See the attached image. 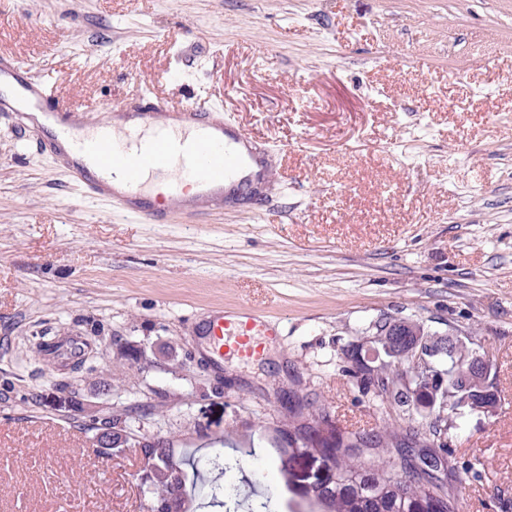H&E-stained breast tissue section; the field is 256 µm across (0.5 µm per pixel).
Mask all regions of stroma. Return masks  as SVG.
Masks as SVG:
<instances>
[{"label": "stroma", "mask_w": 512, "mask_h": 512, "mask_svg": "<svg viewBox=\"0 0 512 512\" xmlns=\"http://www.w3.org/2000/svg\"><path fill=\"white\" fill-rule=\"evenodd\" d=\"M0 58L102 115L209 99L273 156L255 206L149 224L0 116V512H143L156 436L239 458L237 512H315L287 428L414 424L339 370L384 317L493 349L502 403L464 411L441 477L459 512H512V0H0ZM242 306L277 334L215 371L199 327ZM111 425L113 429H118L119 432H126L123 426H117L116 423H112V419H99L98 421L93 422L91 426L87 428L88 431L94 432V438H99L101 448H105L107 450L114 448L124 447L127 442V436L121 435L120 438H116V434L112 433V429H104L99 433L98 432L106 426ZM127 433V432H126Z\"/></svg>", "instance_id": "1"}]
</instances>
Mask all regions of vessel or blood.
<instances>
[{"instance_id": "obj_1", "label": "vessel or blood", "mask_w": 512, "mask_h": 512, "mask_svg": "<svg viewBox=\"0 0 512 512\" xmlns=\"http://www.w3.org/2000/svg\"><path fill=\"white\" fill-rule=\"evenodd\" d=\"M8 73L20 88L17 102L0 100V112L11 115L18 127H26L28 114L38 111L54 121L59 131L48 149L65 167L71 179L91 200L108 199L126 213L152 224L167 223L182 211H208L222 208L225 202L256 192L270 172L267 153L251 136L215 118L213 107L202 100L172 106L153 96H140L133 104L115 107L109 122L90 138L71 137L73 128L88 120V111L60 102L47 85L35 80L30 68L19 61H6ZM127 124L130 134H142L163 126L192 139L184 151L158 139L143 152L129 155L121 137L111 129L113 123ZM189 180L197 189L194 197L177 192H152L147 176L165 178L170 173ZM212 355L255 358L264 350V337L274 330L264 316L241 311H217L206 326Z\"/></svg>"}]
</instances>
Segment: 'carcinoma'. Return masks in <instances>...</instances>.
<instances>
[{"label": "carcinoma", "instance_id": "carcinoma-1", "mask_svg": "<svg viewBox=\"0 0 512 512\" xmlns=\"http://www.w3.org/2000/svg\"><path fill=\"white\" fill-rule=\"evenodd\" d=\"M399 354L397 349L383 354L377 374L383 381L385 392L394 398L397 406L408 408L410 404L403 400L405 394L401 391L408 362ZM450 359L452 356L442 352L431 355L435 377L430 382H422L421 392L434 395L439 401L448 398V382L442 380V375L448 373ZM326 417L327 413L321 411L315 424L294 427L288 432V447L279 449V471L288 491H293L288 460L311 450L328 457L330 466L327 475L301 491V496L317 503L322 512H457L455 499L435 475L417 466L413 470L414 478L408 482L400 483L392 477V471L397 467L408 465L409 441L415 439L416 433L400 438L387 432H353L325 425ZM373 443L381 448L393 447L398 455H390L378 463H366L362 455ZM148 450L154 469L144 488L147 501L165 503L175 495H182L185 472L170 458L165 441L154 442ZM200 463L223 475L237 468V462L224 458L222 451L202 462L188 461V465L195 468ZM210 489L213 503L222 507L239 495V487L233 483L215 482Z\"/></svg>", "mask_w": 512, "mask_h": 512}]
</instances>
